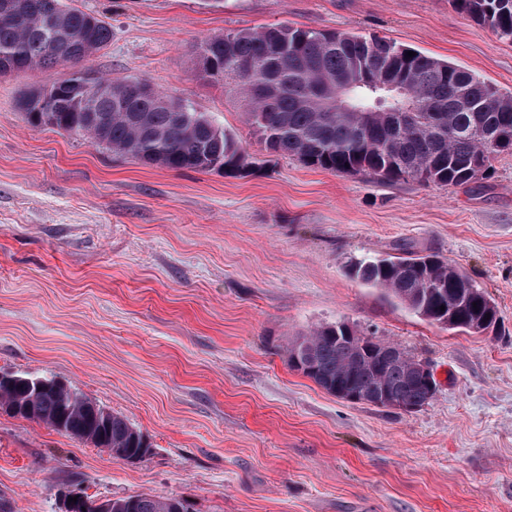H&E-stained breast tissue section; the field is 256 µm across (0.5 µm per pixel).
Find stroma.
Returning <instances> with one entry per match:
<instances>
[{
	"mask_svg": "<svg viewBox=\"0 0 512 512\" xmlns=\"http://www.w3.org/2000/svg\"><path fill=\"white\" fill-rule=\"evenodd\" d=\"M110 42L84 65L176 92L236 135L251 173L170 170L31 127L21 93L57 64L0 76V373L63 381L126 417L131 464L0 411V495L181 497L194 512H512V153L457 187L334 174L266 150L194 46L280 24L374 33L512 92V43L448 0H66ZM431 250L485 289L482 334L419 318L351 272ZM348 322L434 371L403 412L337 399L285 356Z\"/></svg>",
	"mask_w": 512,
	"mask_h": 512,
	"instance_id": "35a3bbf8",
	"label": "stroma"
}]
</instances>
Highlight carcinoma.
I'll return each mask as SVG.
<instances>
[{"label":"carcinoma","mask_w":512,"mask_h":512,"mask_svg":"<svg viewBox=\"0 0 512 512\" xmlns=\"http://www.w3.org/2000/svg\"><path fill=\"white\" fill-rule=\"evenodd\" d=\"M475 23L512 42V0H448ZM0 75L59 63L82 62L112 37L110 25L65 0H0ZM385 37L309 27L269 25L228 30L196 47L200 76L246 102V122L266 149L308 167L386 181L413 179L464 186L512 152V92L453 63ZM142 79L112 81L78 68L49 87L19 100L28 124L52 127L168 169L218 171L244 176L250 163L234 135L175 94ZM354 274L382 289L420 318L443 325L448 295L470 292L453 328L486 331L498 320L487 292L436 254L404 249L359 263ZM441 282L446 295L428 294ZM445 310H440V307ZM346 322L320 326L294 337L303 344L310 370L302 375L332 393L344 372L355 388L392 389L417 409L433 398L411 377L410 355L397 364L355 366ZM10 414L90 442L130 463L150 452L147 437L124 416L112 413L58 380L30 374L0 383ZM112 512H189L182 498L137 495L112 500Z\"/></svg>","instance_id":"carcinoma-1"}]
</instances>
